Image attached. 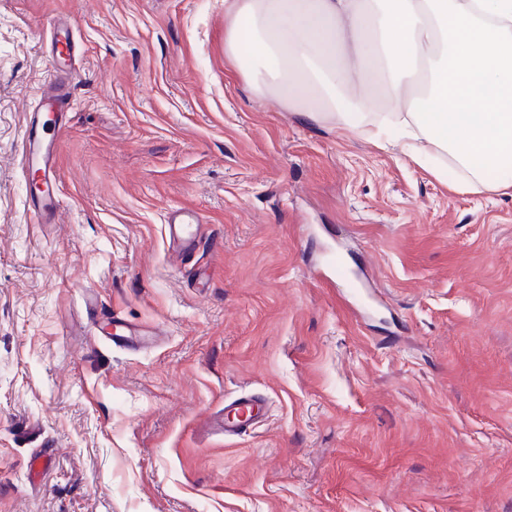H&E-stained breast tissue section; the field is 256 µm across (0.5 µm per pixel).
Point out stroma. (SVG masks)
I'll return each mask as SVG.
<instances>
[{
	"instance_id": "35a3bbf8",
	"label": "stroma",
	"mask_w": 512,
	"mask_h": 512,
	"mask_svg": "<svg viewBox=\"0 0 512 512\" xmlns=\"http://www.w3.org/2000/svg\"><path fill=\"white\" fill-rule=\"evenodd\" d=\"M447 162L258 94L224 0H0V512H512V189ZM178 208L218 248L176 261ZM22 170L31 176L38 174L42 188L32 210L35 224H46L54 216L59 205L58 181L55 170V153L51 143L45 148L37 140H31L29 126L26 127L20 144ZM268 403L260 395L241 396L224 400L222 414L213 418V425L224 430L225 438H232L246 432V428L255 427L267 418Z\"/></svg>"
}]
</instances>
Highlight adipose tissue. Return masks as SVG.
Returning a JSON list of instances; mask_svg holds the SVG:
<instances>
[{
    "instance_id": "adipose-tissue-1",
    "label": "adipose tissue",
    "mask_w": 512,
    "mask_h": 512,
    "mask_svg": "<svg viewBox=\"0 0 512 512\" xmlns=\"http://www.w3.org/2000/svg\"><path fill=\"white\" fill-rule=\"evenodd\" d=\"M224 20L257 92L354 134L390 103L416 159L442 152L469 186L512 188V0H224Z\"/></svg>"
}]
</instances>
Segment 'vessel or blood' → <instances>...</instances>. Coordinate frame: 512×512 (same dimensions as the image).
<instances>
[{
	"label": "vessel or blood",
	"instance_id": "b4317fda",
	"mask_svg": "<svg viewBox=\"0 0 512 512\" xmlns=\"http://www.w3.org/2000/svg\"><path fill=\"white\" fill-rule=\"evenodd\" d=\"M22 170L37 175L41 189L32 210L35 223H46L54 216L58 205V181L55 170V153L52 148L40 146L37 140L23 136L20 144ZM169 241L181 252L190 253L205 239V226L191 213L173 212L168 223ZM268 413V403L262 396L247 395L225 401L221 415L213 424L222 429L225 437L232 438L262 423Z\"/></svg>",
	"mask_w": 512,
	"mask_h": 512
}]
</instances>
